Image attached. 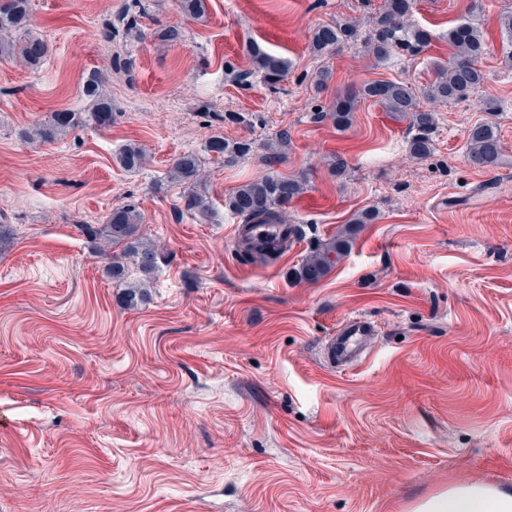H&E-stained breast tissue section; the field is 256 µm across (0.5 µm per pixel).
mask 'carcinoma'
<instances>
[{
	"instance_id": "1",
	"label": "carcinoma",
	"mask_w": 512,
	"mask_h": 512,
	"mask_svg": "<svg viewBox=\"0 0 512 512\" xmlns=\"http://www.w3.org/2000/svg\"><path fill=\"white\" fill-rule=\"evenodd\" d=\"M29 0H0V57L19 54L22 61L34 68L44 62L49 46L42 38L27 34L30 26ZM413 0H385L380 15L377 34L370 43L372 56L378 60L390 57L398 47L415 50L425 45L429 33L408 22ZM357 26L352 22H333L317 27L311 45L319 54H331L356 36ZM448 43L455 50L448 67L438 73L436 80L426 88L415 91L404 82L373 81L357 90L336 98L330 112L314 114L315 121L331 118L339 129L349 127L358 99H371L386 111L409 118V127L415 131L410 151L419 158L431 153V135L436 126V114L421 107L420 99L448 104L464 98L471 90L485 81V73L479 61L484 52V40L479 26L461 23L448 30ZM256 71L267 76H277L286 70V61L264 52L258 45H247ZM106 74L93 71L83 83V95L89 100L86 111L64 110L53 112L25 133V139L38 142H54L70 132L92 123L105 128L112 125V100ZM207 155L231 162L250 150L246 141L230 142L222 135L212 136L205 144ZM503 147L496 126L489 122L474 125L468 135V159L479 169H494L500 163ZM117 161L128 171L140 170L147 161L145 150L137 143L126 144ZM172 180L184 186L181 200L187 211L202 216L211 210V201L202 188V160L191 152L173 160L169 172ZM304 178L266 176L239 186L224 200L225 207L244 224H286L288 239L298 234V228L288 223L282 207L305 193ZM376 215L364 211L325 242L318 244L293 272L295 280L316 283L323 279L351 249L359 225L370 224ZM143 216L133 204H121L112 209L103 224H80L79 232L93 248L110 258L105 267L107 276L123 286L119 296L121 304L135 308L149 299L150 275L161 258L159 248L143 237ZM239 251L256 261L266 262L277 258L284 248L256 244L248 240L240 242ZM133 264L141 278L130 280L128 264Z\"/></svg>"
}]
</instances>
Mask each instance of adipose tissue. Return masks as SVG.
<instances>
[{
  "label": "adipose tissue",
  "instance_id": "ef3b65f1",
  "mask_svg": "<svg viewBox=\"0 0 512 512\" xmlns=\"http://www.w3.org/2000/svg\"><path fill=\"white\" fill-rule=\"evenodd\" d=\"M416 512H512V491L485 484L455 486L426 498Z\"/></svg>",
  "mask_w": 512,
  "mask_h": 512
}]
</instances>
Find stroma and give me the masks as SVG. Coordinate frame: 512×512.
Listing matches in <instances>:
<instances>
[{
    "label": "stroma",
    "mask_w": 512,
    "mask_h": 512,
    "mask_svg": "<svg viewBox=\"0 0 512 512\" xmlns=\"http://www.w3.org/2000/svg\"><path fill=\"white\" fill-rule=\"evenodd\" d=\"M131 2L32 0L48 57L0 60V222L15 229L0 246V512H413L462 484L512 490V0H415L428 43L382 62L369 42L384 0H207L200 19L141 0L140 27L177 26L181 41L106 39ZM333 21L358 22L357 40L314 53L313 30ZM463 22L483 31L487 79L432 104L427 158L411 154L408 121L369 99L346 130L314 121L372 81L424 88ZM252 42L287 61L278 82L254 73ZM96 69L111 126L26 141L51 113L88 109ZM479 122L504 146L493 170L467 158ZM215 134L251 149L205 157L202 217L167 172ZM130 142L148 155L137 172L116 160ZM265 176L307 191L286 207L300 236L259 264L239 253L224 199ZM125 202L163 247L135 309L78 231ZM368 207L377 220L326 277L292 278ZM354 317L373 333L343 367L328 347Z\"/></svg>",
    "instance_id": "35a3bbf8"
}]
</instances>
